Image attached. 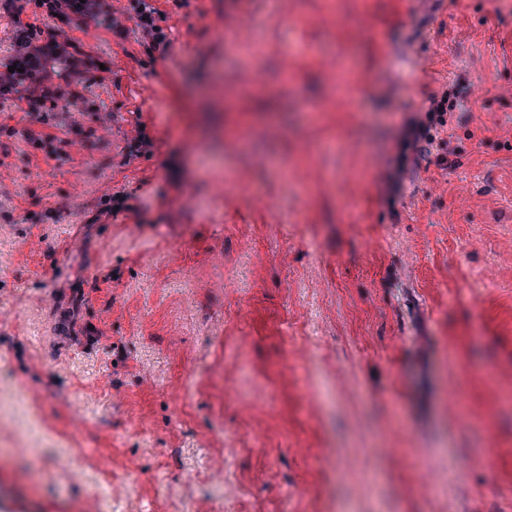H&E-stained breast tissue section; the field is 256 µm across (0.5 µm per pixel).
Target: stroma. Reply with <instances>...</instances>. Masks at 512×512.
Segmentation results:
<instances>
[{
	"label": "stroma",
	"mask_w": 512,
	"mask_h": 512,
	"mask_svg": "<svg viewBox=\"0 0 512 512\" xmlns=\"http://www.w3.org/2000/svg\"><path fill=\"white\" fill-rule=\"evenodd\" d=\"M107 3L114 28L65 29L109 66L94 119L0 105V476L96 512H512V0H256L234 49L238 0H149L150 28ZM16 12L50 24L0 0V72ZM324 54L356 62L348 111ZM251 66L262 86L211 94ZM434 98L445 125L401 148ZM216 166L278 209L213 198ZM18 447L85 476L31 484ZM354 453L357 477L317 463ZM49 465L51 468L70 480H78L81 477L82 468L78 451L71 455L53 457L49 461Z\"/></svg>",
	"instance_id": "obj_1"
}]
</instances>
